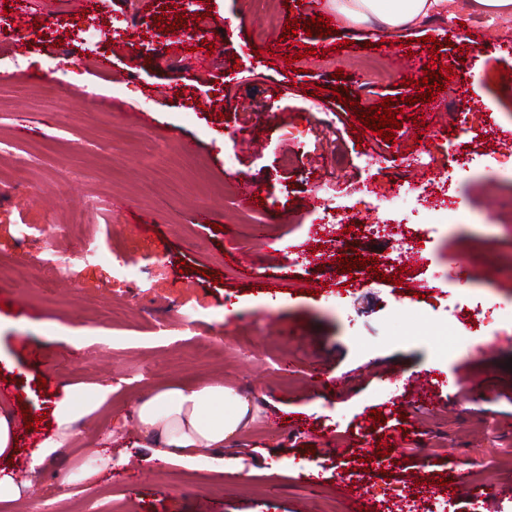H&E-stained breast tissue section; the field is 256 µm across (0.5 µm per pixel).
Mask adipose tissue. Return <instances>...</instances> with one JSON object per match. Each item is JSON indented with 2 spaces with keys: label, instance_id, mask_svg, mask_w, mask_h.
Listing matches in <instances>:
<instances>
[{
  "label": "adipose tissue",
  "instance_id": "1",
  "mask_svg": "<svg viewBox=\"0 0 512 512\" xmlns=\"http://www.w3.org/2000/svg\"><path fill=\"white\" fill-rule=\"evenodd\" d=\"M447 0H326L328 10L353 25L379 21L398 29L422 24L442 12ZM113 388L95 385L91 398H84L80 386L66 387L51 407V426L41 442L32 448L30 471L42 469L59 448L67 446L78 423L94 415L112 400ZM251 394L220 381L182 382L154 387L134 401L126 412L134 422L153 460L189 462L199 452L216 453V465H223L219 452L236 438L253 418Z\"/></svg>",
  "mask_w": 512,
  "mask_h": 512
}]
</instances>
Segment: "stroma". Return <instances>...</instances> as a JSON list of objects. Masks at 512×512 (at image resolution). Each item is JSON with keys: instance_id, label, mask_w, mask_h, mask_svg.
<instances>
[{"instance_id": "35a3bbf8", "label": "stroma", "mask_w": 512, "mask_h": 512, "mask_svg": "<svg viewBox=\"0 0 512 512\" xmlns=\"http://www.w3.org/2000/svg\"><path fill=\"white\" fill-rule=\"evenodd\" d=\"M267 2L279 23L258 41L252 0H196L208 18L194 52L170 29L185 13L178 0H138L135 31L127 0H89L92 43L85 17L48 0H0V42L16 47L0 60V374L38 417L69 384L114 388L100 419L84 420L42 472H21L23 501L0 512L31 502L38 512H374L396 485L407 496L423 487L439 512H512V497L496 494L512 487V327L498 321L512 310V172L499 165L512 156V79L496 78L512 72V15L448 0L444 17L416 27L340 20L330 35L288 37L283 20L311 13ZM411 37L425 54L440 41L454 70L447 100L430 110L406 83ZM276 39L295 69L267 53ZM378 44L390 52L374 53ZM90 51L111 59L110 73L87 67ZM344 87L346 105L333 98ZM393 96L414 103L386 141L351 104ZM416 153L421 165L409 166ZM404 180L416 194L388 206ZM243 181L263 206L241 196ZM323 183L337 217L368 224L424 227L441 194L456 209L397 286L342 271L330 244L323 268L304 259ZM198 207L212 223L188 222ZM78 218L111 260L70 255ZM14 265L27 267V287L11 281ZM449 327L460 343L444 351ZM215 378L265 401L225 446L231 468L214 471L207 452L148 462L126 406L158 383ZM425 378L438 397L429 408L416 398ZM477 378L483 387L469 394ZM381 443L390 455L359 478L357 459ZM457 457L470 489L448 500L440 481L457 480ZM348 484L364 499L350 502Z\"/></svg>"}]
</instances>
